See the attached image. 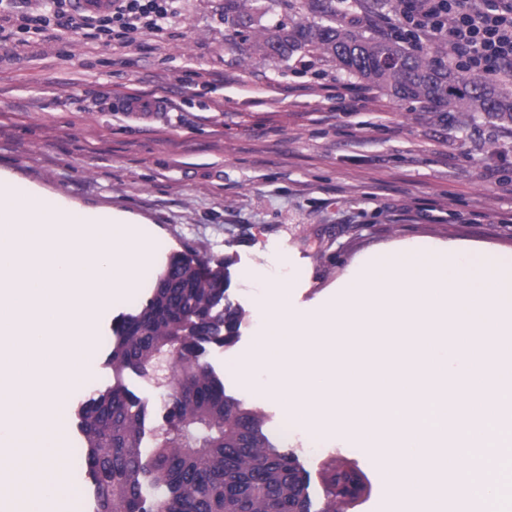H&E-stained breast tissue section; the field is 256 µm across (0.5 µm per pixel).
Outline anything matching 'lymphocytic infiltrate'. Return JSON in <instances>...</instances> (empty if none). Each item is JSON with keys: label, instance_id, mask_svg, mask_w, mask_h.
I'll list each match as a JSON object with an SVG mask.
<instances>
[{"label": "lymphocytic infiltrate", "instance_id": "lymphocytic-infiltrate-1", "mask_svg": "<svg viewBox=\"0 0 512 512\" xmlns=\"http://www.w3.org/2000/svg\"><path fill=\"white\" fill-rule=\"evenodd\" d=\"M15 0H0L5 12ZM68 0H44L35 12L15 13L21 32L64 40L80 29L102 46L131 47L145 34L166 31L176 0H112L111 10L69 13ZM402 16L418 39L444 37L455 65L512 80V0H403Z\"/></svg>", "mask_w": 512, "mask_h": 512}]
</instances>
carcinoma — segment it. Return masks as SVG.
<instances>
[{"instance_id":"carcinoma-1","label":"carcinoma","mask_w":512,"mask_h":512,"mask_svg":"<svg viewBox=\"0 0 512 512\" xmlns=\"http://www.w3.org/2000/svg\"><path fill=\"white\" fill-rule=\"evenodd\" d=\"M249 0H224L237 45L263 60L316 52L367 85L398 99L438 105L472 118L512 122V88L448 66L408 37H374L336 16V0H311L319 21L258 28ZM224 265L185 253L156 274L149 298L112 325L114 383L80 409L82 455L96 512H342L365 491L362 476L332 463L323 506L309 475L283 452L266 416L246 408L201 362L206 344L234 342L243 311L226 303ZM132 369L167 391L164 421L146 447L148 403L121 382Z\"/></svg>"}]
</instances>
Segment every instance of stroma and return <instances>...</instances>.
Returning <instances> with one entry per match:
<instances>
[{"label": "stroma", "mask_w": 512, "mask_h": 512, "mask_svg": "<svg viewBox=\"0 0 512 512\" xmlns=\"http://www.w3.org/2000/svg\"><path fill=\"white\" fill-rule=\"evenodd\" d=\"M224 0H181L160 37L130 48L20 42L0 32V173L65 204L145 219L154 267L172 253L228 260V299L245 313L235 341L202 359L227 394L261 409L279 443L300 449L314 504L325 464L365 474L346 512H385L383 465L336 438L281 431L277 397L232 371L249 362L258 295L288 282V308L310 318L358 260L394 243L512 250V124L400 101L315 53L265 61L225 41ZM162 111L127 112L130 99ZM112 304L99 321L98 362L70 409L114 379L113 319L150 294Z\"/></svg>", "instance_id": "stroma-1"}]
</instances>
